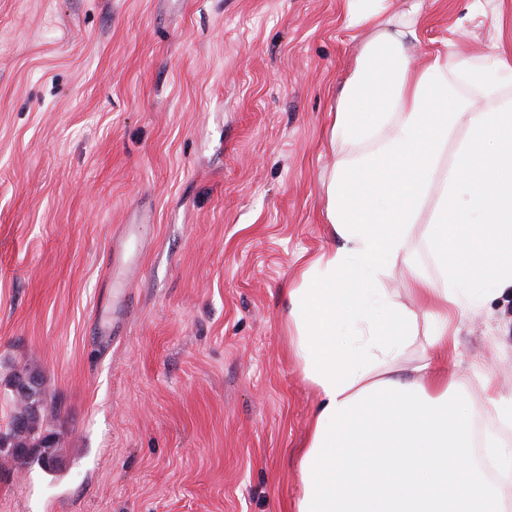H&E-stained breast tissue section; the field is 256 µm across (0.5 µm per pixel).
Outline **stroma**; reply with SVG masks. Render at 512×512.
I'll return each instance as SVG.
<instances>
[{
	"instance_id": "stroma-1",
	"label": "stroma",
	"mask_w": 512,
	"mask_h": 512,
	"mask_svg": "<svg viewBox=\"0 0 512 512\" xmlns=\"http://www.w3.org/2000/svg\"><path fill=\"white\" fill-rule=\"evenodd\" d=\"M349 0H0V430L44 377L60 465L0 512H290L318 402L286 292L328 244ZM422 0L416 57L512 55V0ZM512 390V294L459 334Z\"/></svg>"
}]
</instances>
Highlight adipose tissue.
I'll list each match as a JSON object with an SVG mask.
<instances>
[{"instance_id":"obj_1","label":"adipose tissue","mask_w":512,"mask_h":512,"mask_svg":"<svg viewBox=\"0 0 512 512\" xmlns=\"http://www.w3.org/2000/svg\"><path fill=\"white\" fill-rule=\"evenodd\" d=\"M419 16L383 19L374 0L346 16L371 36L330 131L331 245L288 291L292 356L319 396L292 512H495L512 497V392L477 370L475 404L458 373L401 364L418 320L451 357L487 295L512 289V56L449 44L414 64ZM432 193L438 277L413 278L431 305L420 318L381 283ZM483 413L495 428L479 434Z\"/></svg>"}]
</instances>
